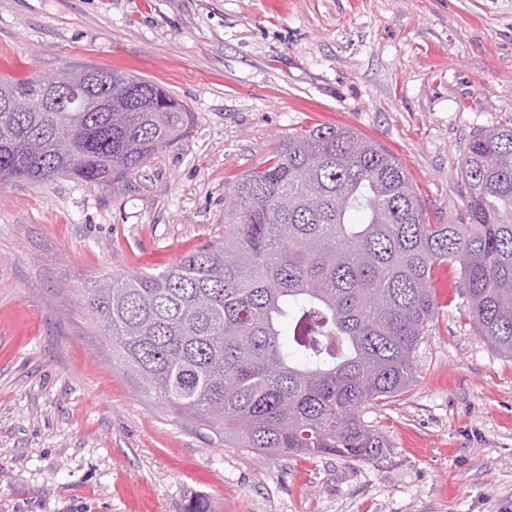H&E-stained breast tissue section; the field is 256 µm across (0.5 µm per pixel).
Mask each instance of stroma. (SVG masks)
I'll use <instances>...</instances> for the list:
<instances>
[{
  "label": "stroma",
  "mask_w": 512,
  "mask_h": 512,
  "mask_svg": "<svg viewBox=\"0 0 512 512\" xmlns=\"http://www.w3.org/2000/svg\"><path fill=\"white\" fill-rule=\"evenodd\" d=\"M78 63L195 114L125 184L0 187V512H512V358L440 268L405 392L361 418L374 462L257 454L161 402L84 305L224 235V199L288 134L355 128L434 224L464 211L478 129L512 120V0H0V74Z\"/></svg>",
  "instance_id": "1"
}]
</instances>
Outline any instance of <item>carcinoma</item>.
Here are the masks:
<instances>
[{"label":"carcinoma","mask_w":512,"mask_h":512,"mask_svg":"<svg viewBox=\"0 0 512 512\" xmlns=\"http://www.w3.org/2000/svg\"><path fill=\"white\" fill-rule=\"evenodd\" d=\"M87 71L116 111H0V185L118 186L189 134L193 112L159 85L70 68ZM0 87L41 97L32 73ZM459 176L465 215L432 224L380 144L304 129L237 179L223 238L156 273L102 278L85 305L128 369L224 442L379 460L385 440L360 413L413 383L437 267H455L479 335L512 357V124L474 133Z\"/></svg>","instance_id":"1"}]
</instances>
